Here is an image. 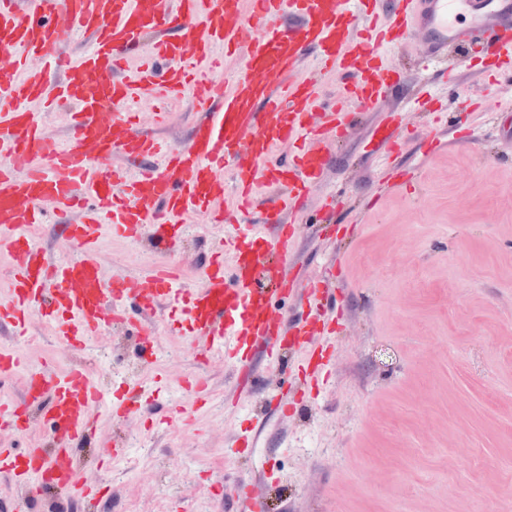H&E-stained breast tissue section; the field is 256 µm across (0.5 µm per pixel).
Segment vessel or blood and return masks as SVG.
<instances>
[{"label":"vessel or blood","instance_id":"vessel-or-blood-1","mask_svg":"<svg viewBox=\"0 0 512 512\" xmlns=\"http://www.w3.org/2000/svg\"><path fill=\"white\" fill-rule=\"evenodd\" d=\"M157 39L139 64L131 58L148 32ZM424 36L423 58L442 63L450 45H469L491 71L512 80V0H0V250L14 264L0 327L25 334L31 306L46 307L57 337L71 352L161 305L180 311L198 356L219 361L235 379L238 396L253 394L251 358L265 351L282 365L289 337L315 336L321 321L322 277L309 278L308 312L279 310L292 297L294 241L284 220L297 213L322 181L326 143L342 138L364 112L380 111L393 81L381 64L384 50L407 34ZM91 39L74 54L70 38ZM242 55L244 72L218 79L225 53ZM344 79L342 99L325 100L308 57ZM189 101L204 110L183 144L170 148L151 133L162 112H132L135 101L158 97ZM116 105L104 112L105 102ZM40 106L29 111L28 103ZM70 116L65 141L47 134L45 117ZM303 140L298 155L280 151ZM122 158L123 168L112 165ZM234 192H227L225 171ZM266 191L260 223L247 236L230 231L211 246L204 285L184 292L173 284L171 260L190 215L220 224L250 214ZM81 208L84 218L65 225L77 257L50 260L32 229L45 212ZM131 241L149 235L162 255L146 275L105 279L96 243L100 217ZM190 397L171 415L206 404L199 377L182 379ZM157 384L138 383L121 398H107L80 365L56 377L28 372L22 401L0 404V426L28 430L31 418L49 424L50 447L22 451L0 445V471L21 493L16 512H28L43 487L79 498L97 512L109 489L83 480L77 447L97 431L93 408L107 406L127 420L155 403ZM288 415V395L267 400L260 420L243 435L245 447L262 444L266 431ZM227 499L263 512L254 481H234Z\"/></svg>","mask_w":512,"mask_h":512}]
</instances>
